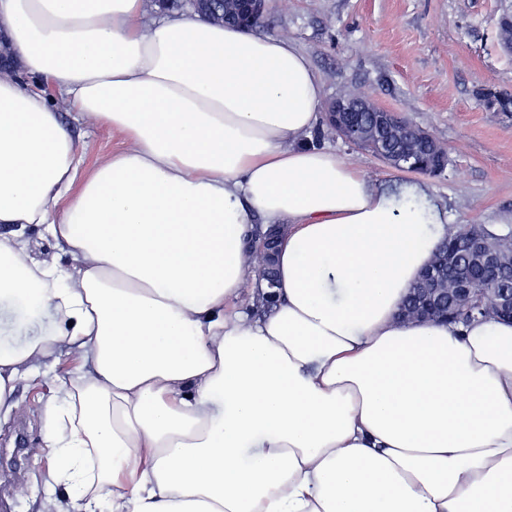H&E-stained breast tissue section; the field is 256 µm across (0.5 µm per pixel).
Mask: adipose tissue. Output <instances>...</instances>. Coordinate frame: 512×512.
Returning <instances> with one entry per match:
<instances>
[{"mask_svg":"<svg viewBox=\"0 0 512 512\" xmlns=\"http://www.w3.org/2000/svg\"><path fill=\"white\" fill-rule=\"evenodd\" d=\"M143 0H0V412L36 362L41 512H512V322H404L448 234L426 183L381 184L308 142L323 87L295 45ZM125 138L92 171L56 109ZM284 224L274 304L235 307L253 215ZM63 495H56V488ZM175 14H188L186 6L177 7L172 3L162 2V0H144V15L142 22L151 23L159 19L173 16ZM0 234L10 237L22 235L30 242L33 252L37 257L55 260L62 267L67 265L68 258L63 252L62 247L46 234L44 226L42 225L23 224L22 226H2L0 224ZM47 319L42 322L20 321L15 314L0 312V343L3 341L12 344H22L33 336H39L45 327Z\"/></svg>","mask_w":512,"mask_h":512,"instance_id":"ef3b65f1","label":"adipose tissue"}]
</instances>
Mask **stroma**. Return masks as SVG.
<instances>
[{
  "instance_id": "35a3bbf8",
  "label": "stroma",
  "mask_w": 512,
  "mask_h": 512,
  "mask_svg": "<svg viewBox=\"0 0 512 512\" xmlns=\"http://www.w3.org/2000/svg\"><path fill=\"white\" fill-rule=\"evenodd\" d=\"M512 0H270L262 35L289 39L309 59L325 98L355 87L441 142L448 165L436 177L398 170L318 123L310 142L331 148L369 179L425 181L448 211L449 225L512 230V112L495 103L512 96V54L498 21ZM70 126L86 169L124 139L110 126L73 122L54 86L39 80ZM64 358L17 384L11 414L0 420V451L26 425L28 451L18 479L0 473V512H40L50 464L41 446L42 405L57 380L74 372Z\"/></svg>"
}]
</instances>
